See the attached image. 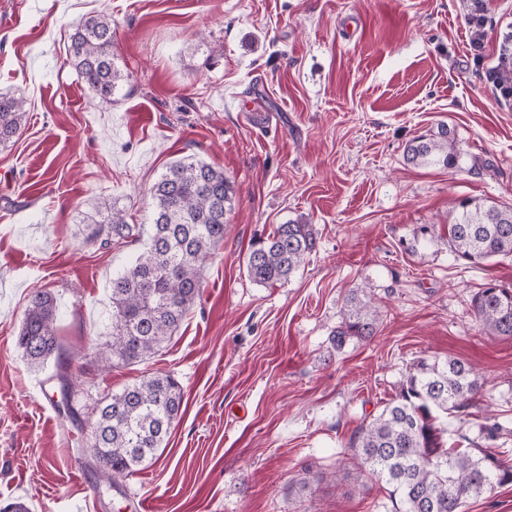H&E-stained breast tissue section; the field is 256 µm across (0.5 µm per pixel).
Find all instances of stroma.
I'll list each match as a JSON object with an SVG mask.
<instances>
[{
    "instance_id": "1",
    "label": "stroma",
    "mask_w": 512,
    "mask_h": 512,
    "mask_svg": "<svg viewBox=\"0 0 512 512\" xmlns=\"http://www.w3.org/2000/svg\"><path fill=\"white\" fill-rule=\"evenodd\" d=\"M0 0V92L28 119L0 146V503L32 512H391L384 483L344 458L356 427L392 399L418 359L455 357L482 375L478 409L449 415L448 443L512 461V338L485 335L473 295L512 286V254L456 260L457 199L512 207V102L486 73L512 30V0ZM112 18L123 75L99 103L69 55L86 15ZM447 122L488 169L405 163L413 137ZM221 168L235 209L180 329L150 360L106 376L87 366L104 339L113 275L136 246L101 250L83 227L107 199L151 224V189L173 161ZM317 249L263 286L244 257L290 220ZM432 240L415 239L420 225ZM381 305L376 336L335 348L353 289ZM57 302L75 401L171 374L184 402L156 461L109 492L83 453L87 435L52 401L53 366L15 346L31 295ZM501 425L482 440L485 416Z\"/></svg>"
}]
</instances>
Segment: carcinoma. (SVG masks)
<instances>
[{"instance_id":"1","label":"carcinoma","mask_w":512,"mask_h":512,"mask_svg":"<svg viewBox=\"0 0 512 512\" xmlns=\"http://www.w3.org/2000/svg\"><path fill=\"white\" fill-rule=\"evenodd\" d=\"M466 22L481 32L484 16L473 0ZM71 62L99 101L112 103L123 79L112 50V20L104 14L80 21L71 41ZM500 97L512 100V32L503 36L497 64L487 73ZM26 101L0 94V145L26 121ZM406 160L415 165L458 169L465 163L448 125L412 139ZM236 190L224 171L193 158L171 164L152 187L153 224H130L125 210L104 205L103 220L84 227V242L100 249L114 243L145 242L123 272L112 277V313L105 342L94 358L104 371L154 356L179 328L203 288V270L224 242ZM448 224V247L458 259L479 264L512 253V207L461 198ZM316 248L315 231L301 220L277 226L254 240L246 254L248 277L260 285L285 281ZM475 320L488 336L512 338V287L490 282L472 298ZM57 303L47 291L28 302L16 346L34 367L56 357L54 378L66 415L81 421L57 333ZM379 313L351 294L333 332L336 348L372 339ZM482 383L474 368L457 358L420 359L409 368L395 398L362 422L349 441L354 463L386 485L394 512H463L467 500L496 486L512 484V465L497 454L447 447L441 417L474 406ZM183 403L178 381L169 374L143 377L107 394L90 424L88 453L95 471L112 487L152 461Z\"/></svg>"}]
</instances>
